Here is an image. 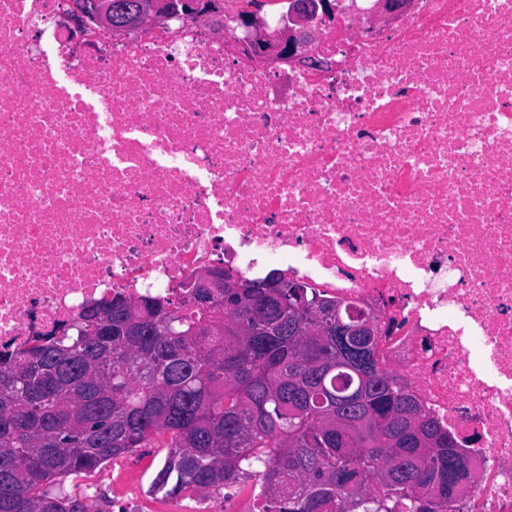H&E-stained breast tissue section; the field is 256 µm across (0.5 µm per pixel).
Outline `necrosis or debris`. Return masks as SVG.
Instances as JSON below:
<instances>
[{"mask_svg":"<svg viewBox=\"0 0 512 512\" xmlns=\"http://www.w3.org/2000/svg\"><path fill=\"white\" fill-rule=\"evenodd\" d=\"M334 0L308 69L224 27L79 32L0 0V349L213 266L389 323L458 441L454 512H512V0Z\"/></svg>","mask_w":512,"mask_h":512,"instance_id":"1","label":"necrosis or debris"}]
</instances>
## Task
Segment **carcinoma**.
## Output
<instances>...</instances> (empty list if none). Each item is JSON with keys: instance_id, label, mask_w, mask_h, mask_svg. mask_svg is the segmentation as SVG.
Returning <instances> with one entry per match:
<instances>
[{"instance_id": "1", "label": "carcinoma", "mask_w": 512, "mask_h": 512, "mask_svg": "<svg viewBox=\"0 0 512 512\" xmlns=\"http://www.w3.org/2000/svg\"><path fill=\"white\" fill-rule=\"evenodd\" d=\"M217 271L208 305L116 296L0 351V512H86L65 482L155 442L165 498L216 494L256 464L262 512H446L468 462L401 378L336 362L306 283Z\"/></svg>"}]
</instances>
